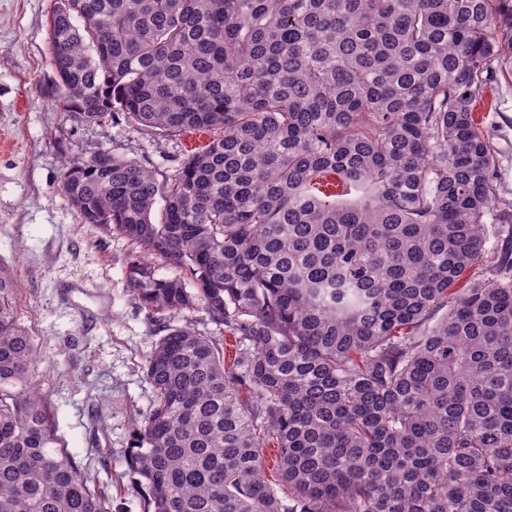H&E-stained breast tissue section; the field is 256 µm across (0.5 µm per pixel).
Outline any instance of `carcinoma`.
I'll list each match as a JSON object with an SVG mask.
<instances>
[{"label":"carcinoma","instance_id":"cac0c4a2","mask_svg":"<svg viewBox=\"0 0 512 512\" xmlns=\"http://www.w3.org/2000/svg\"><path fill=\"white\" fill-rule=\"evenodd\" d=\"M48 40L70 121L213 133L165 182L114 156L62 179L141 247V302L235 341L226 368L173 326L147 359V512H512V253L473 113L512 78V0H54ZM14 294L0 273V512H108Z\"/></svg>","mask_w":512,"mask_h":512}]
</instances>
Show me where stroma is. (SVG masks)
Here are the masks:
<instances>
[{"label": "stroma", "mask_w": 512, "mask_h": 512, "mask_svg": "<svg viewBox=\"0 0 512 512\" xmlns=\"http://www.w3.org/2000/svg\"><path fill=\"white\" fill-rule=\"evenodd\" d=\"M52 6L0 0V271L17 285V323L37 348L42 401L61 447L112 512H144L146 490L128 455L135 422L155 400L145 363L169 326L218 340L224 330L199 307L173 318L140 303L126 279L132 245L82 222L61 189L64 163L105 151L150 163L162 179L212 136L68 120L49 66ZM476 110L499 153L496 202L511 203L512 80L488 87Z\"/></svg>", "instance_id": "35a3bbf8"}]
</instances>
